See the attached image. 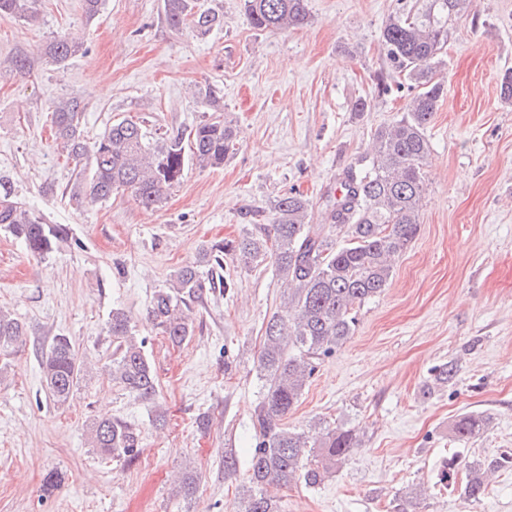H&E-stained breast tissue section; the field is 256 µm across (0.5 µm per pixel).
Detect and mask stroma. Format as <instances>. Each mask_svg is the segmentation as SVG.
I'll use <instances>...</instances> for the list:
<instances>
[{
    "label": "stroma",
    "instance_id": "35a3bbf8",
    "mask_svg": "<svg viewBox=\"0 0 512 512\" xmlns=\"http://www.w3.org/2000/svg\"><path fill=\"white\" fill-rule=\"evenodd\" d=\"M198 5L223 14V26L204 36L175 29L163 0H104L91 20L81 0H41L37 24L0 17V177L75 238L40 258L0 231V306L29 333L0 366V512H234L246 472L225 473L224 455L247 462L256 443L257 357L284 302L281 281L272 265L225 260L233 288L192 305L193 332L178 347L149 319L152 295L213 241L269 223L272 199L290 189L307 195L309 222L321 225L326 191L406 105L407 92L376 87L378 37L397 0H307L308 23L278 31L253 29L241 0ZM63 35L84 52L60 68L44 48ZM508 70L512 0H472L448 23L419 233L388 287L358 308L353 334L317 359L283 420L299 431L351 429L359 445L321 485L271 489L280 512H512V467L493 465L512 455V101L499 91ZM208 92L219 110L206 105ZM70 97L84 107L89 141L129 118L154 143L218 112L237 129L236 149L221 167L186 166L158 207L119 191L79 209L50 112ZM118 307L146 340L155 404L126 395L103 368ZM58 334L97 367L61 407L45 399L37 356ZM447 362L456 374L437 384ZM157 407L165 425L152 422ZM201 413L208 429L197 426ZM466 414L487 424L461 444L452 426ZM106 415L140 429L135 461L105 463L90 447L88 425ZM452 457L488 465L480 501L442 480ZM52 470L62 481L46 494ZM184 472L197 477L188 501L171 490Z\"/></svg>",
    "mask_w": 512,
    "mask_h": 512
}]
</instances>
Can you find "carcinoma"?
Listing matches in <instances>:
<instances>
[{
    "mask_svg": "<svg viewBox=\"0 0 512 512\" xmlns=\"http://www.w3.org/2000/svg\"><path fill=\"white\" fill-rule=\"evenodd\" d=\"M37 0H0V16L39 20ZM470 0H430L426 9H399L380 30L386 69L377 76L381 95L392 86L414 91L392 124L378 128L371 153L350 164L327 194L325 226L307 222L309 200L288 191L271 204V222L234 241L208 247L199 261L180 267L168 286L157 290L149 316L174 345L192 335L190 305L214 289L202 266L224 267L230 254L244 269L271 261L288 285L283 310L264 330L258 368L265 378L263 397L254 426L258 441L248 461V485L236 512H279L267 497L268 486L287 487L301 480L321 484L345 460L358 437L352 430L324 428L313 434L283 424L315 371L314 359L332 354L356 326V308L381 294L393 275V260L416 238L424 196L423 166L430 145L426 130L445 95L440 78L447 64L448 20L466 11ZM245 16L256 30H288L308 21L306 0H243ZM169 23L178 28L190 22L201 36L223 25L214 10H199L196 0H164ZM82 52V45L55 37L44 49L56 66ZM82 108L75 99L52 105L55 140L75 165L71 199L76 204L107 201L116 191H128L146 209L160 205L167 189L177 184L186 162L200 168L224 164L237 139L233 125L223 119L203 121L168 135L155 146L146 142L142 125L124 118L94 141L84 138ZM0 229L20 240L29 253L44 257L72 240L67 224H52L32 211L0 178ZM112 353L106 369L112 383L135 399L153 403L158 379L134 335L130 317L121 308L107 322ZM26 326L0 308V355L24 347ZM40 366L48 399L65 405L79 383L90 375L91 364L66 336H55L41 347ZM484 427V419L464 415L452 427L454 438L467 442ZM90 446L103 461H133L140 454V434L120 418H103L89 426ZM486 490L478 464L469 466L464 495L478 501Z\"/></svg>",
    "mask_w": 512,
    "mask_h": 512,
    "instance_id": "carcinoma-1",
    "label": "carcinoma"
}]
</instances>
